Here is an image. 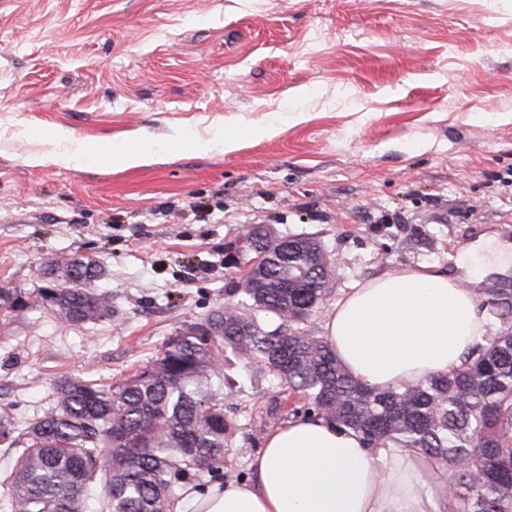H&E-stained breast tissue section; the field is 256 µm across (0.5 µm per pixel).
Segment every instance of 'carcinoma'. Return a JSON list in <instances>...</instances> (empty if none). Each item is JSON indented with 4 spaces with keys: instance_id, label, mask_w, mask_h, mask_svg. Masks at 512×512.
<instances>
[{
    "instance_id": "carcinoma-1",
    "label": "carcinoma",
    "mask_w": 512,
    "mask_h": 512,
    "mask_svg": "<svg viewBox=\"0 0 512 512\" xmlns=\"http://www.w3.org/2000/svg\"><path fill=\"white\" fill-rule=\"evenodd\" d=\"M246 248H269L226 301L169 337L152 361L113 384L63 379L35 419L0 414L15 445L3 467L4 512H171L177 493L224 478L238 424L224 413L226 353L288 392L292 418H322L359 434L367 448H418L453 470L459 512H512V304L484 300L500 323L445 374L384 391L353 379L325 337L305 326L332 291L335 268L310 236L281 243L253 228ZM62 288L36 303L73 323L111 316L110 298L84 287L96 262L47 263ZM27 305L0 290V315ZM279 320L272 325L268 317Z\"/></svg>"
}]
</instances>
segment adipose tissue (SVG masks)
I'll list each match as a JSON object with an SVG mask.
<instances>
[{
    "mask_svg": "<svg viewBox=\"0 0 512 512\" xmlns=\"http://www.w3.org/2000/svg\"><path fill=\"white\" fill-rule=\"evenodd\" d=\"M472 271L512 269V246L488 241L456 259ZM488 315L458 279L429 266L390 271L350 289L326 316L325 337L346 372L379 390L458 366ZM250 478L184 489L182 512H448V474L414 448H366L317 418L265 437Z\"/></svg>",
    "mask_w": 512,
    "mask_h": 512,
    "instance_id": "obj_1",
    "label": "adipose tissue"
}]
</instances>
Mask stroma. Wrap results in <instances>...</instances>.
Wrapping results in <instances>:
<instances>
[{"mask_svg": "<svg viewBox=\"0 0 512 512\" xmlns=\"http://www.w3.org/2000/svg\"><path fill=\"white\" fill-rule=\"evenodd\" d=\"M60 129L175 148L139 168L28 165ZM258 225L335 258L318 330L355 283L511 244L512 0H0V289L26 300L0 317V412L146 365L245 278L226 255ZM80 255L112 314L70 325L35 299L46 262ZM228 375L248 388L224 400L242 480L277 391Z\"/></svg>", "mask_w": 512, "mask_h": 512, "instance_id": "obj_1", "label": "stroma"}]
</instances>
